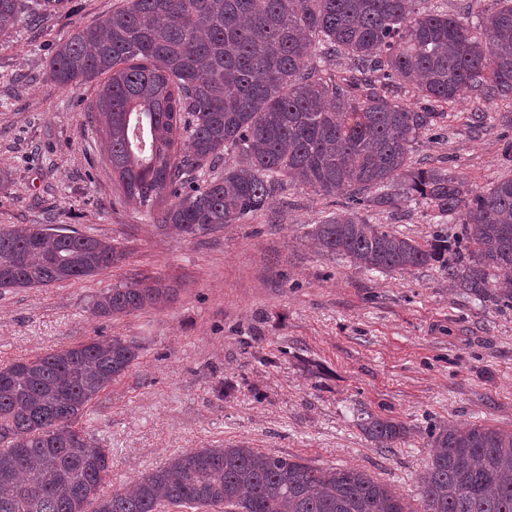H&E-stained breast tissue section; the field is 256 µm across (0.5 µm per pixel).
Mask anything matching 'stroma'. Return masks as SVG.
<instances>
[{
	"label": "stroma",
	"instance_id": "obj_1",
	"mask_svg": "<svg viewBox=\"0 0 512 512\" xmlns=\"http://www.w3.org/2000/svg\"><path fill=\"white\" fill-rule=\"evenodd\" d=\"M76 11L0 35V226L46 224L113 240L122 257L97 276L0 293V365L91 339L140 337L137 363L91 401L80 427L112 450L100 489L128 487L195 448H259L321 468H358L409 506L439 425L512 429V307L462 294L438 268L381 273L319 253L314 224L344 198L284 183L266 206L195 238L160 229L162 210L127 200L90 119L98 87L50 82L55 44L124 0H73ZM487 116L470 126L473 112ZM512 107L464 97L413 157L451 168L478 190L512 175L503 160ZM423 241L438 230L412 204L367 212ZM132 277L176 296L155 309L98 318L95 295ZM402 422L380 448L368 416Z\"/></svg>",
	"mask_w": 512,
	"mask_h": 512
}]
</instances>
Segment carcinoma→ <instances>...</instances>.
<instances>
[{"mask_svg": "<svg viewBox=\"0 0 512 512\" xmlns=\"http://www.w3.org/2000/svg\"><path fill=\"white\" fill-rule=\"evenodd\" d=\"M427 0H127L59 42L57 87L100 84L87 111L109 141L124 195L161 228L196 237L263 209L284 178L323 196L347 192L311 236L326 256L379 272L438 265L454 286L512 304V178L473 191L449 168L412 161L463 96L512 100V0L455 16ZM71 0H0V34ZM346 59L356 76L328 68ZM407 84L418 110L391 96ZM191 152L179 153L180 139ZM240 160L183 191V175ZM423 203L464 225L420 242L361 211ZM109 241L41 224L0 228V291L93 277L118 261ZM171 289L132 278L96 295L98 317L155 308ZM137 336L91 339L0 365V512H512V430L439 426L414 510L358 468H319L258 448H195L128 488L99 496L112 449L78 426L88 404L135 365ZM360 427L389 448L405 426Z\"/></svg>", "mask_w": 512, "mask_h": 512, "instance_id": "cac0c4a2", "label": "carcinoma"}]
</instances>
